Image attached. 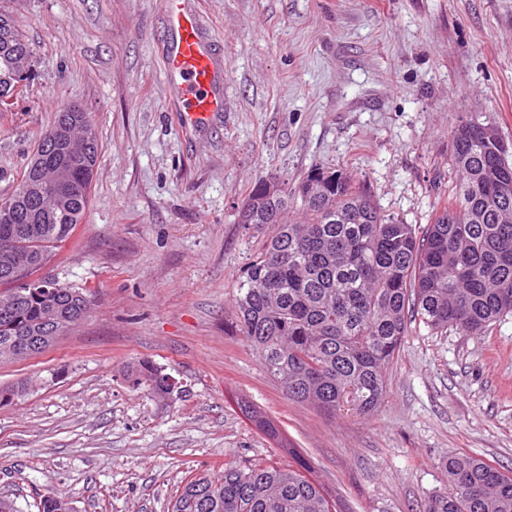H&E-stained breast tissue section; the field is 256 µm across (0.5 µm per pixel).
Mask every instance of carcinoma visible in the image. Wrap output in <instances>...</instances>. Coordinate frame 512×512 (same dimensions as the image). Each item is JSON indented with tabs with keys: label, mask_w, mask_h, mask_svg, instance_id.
I'll return each instance as SVG.
<instances>
[{
	"label": "carcinoma",
	"mask_w": 512,
	"mask_h": 512,
	"mask_svg": "<svg viewBox=\"0 0 512 512\" xmlns=\"http://www.w3.org/2000/svg\"><path fill=\"white\" fill-rule=\"evenodd\" d=\"M35 48L11 17L0 13V87H27ZM80 131L96 136L88 112L70 110ZM496 129L477 118L453 131L448 165L459 178L434 221L421 228L386 217L348 173L316 169L294 187L258 181L246 195L239 223L266 229L261 247L236 278V330L288 398L334 417L369 416L387 395L386 370L408 325L474 336L512 314V164ZM98 140L75 154L61 138L37 150L19 182L37 175L58 190L40 206L20 187L0 198V363L6 350L46 330L55 313L59 334L88 318L91 300L47 276L35 288L20 281L34 260L51 262L75 238L89 203ZM302 211L295 221L290 213ZM129 386L166 399L175 385L150 360L131 363ZM33 380L0 387V405L27 395ZM240 409L293 463L242 466L191 476L171 512H344L339 498L307 476L280 426L247 400ZM448 489L428 498L423 512H512V471L467 455L444 462Z\"/></svg>",
	"instance_id": "carcinoma-1"
}]
</instances>
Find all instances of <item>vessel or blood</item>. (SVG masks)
I'll use <instances>...</instances> for the list:
<instances>
[{
  "label": "vessel or blood",
  "mask_w": 512,
  "mask_h": 512,
  "mask_svg": "<svg viewBox=\"0 0 512 512\" xmlns=\"http://www.w3.org/2000/svg\"><path fill=\"white\" fill-rule=\"evenodd\" d=\"M170 32L165 75L183 129L208 125L224 109L219 62L196 11L185 0H161Z\"/></svg>",
  "instance_id": "1"
}]
</instances>
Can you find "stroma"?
Wrapping results in <instances>:
<instances>
[{
    "instance_id": "stroma-1",
    "label": "stroma",
    "mask_w": 512,
    "mask_h": 512,
    "mask_svg": "<svg viewBox=\"0 0 512 512\" xmlns=\"http://www.w3.org/2000/svg\"><path fill=\"white\" fill-rule=\"evenodd\" d=\"M224 66V110L182 130L164 76L160 0H0L36 77L0 114V197L57 111L82 105L99 158L89 204L48 273L91 288L93 314L43 354L0 364V496L38 512H171L186 477L226 457L287 466L237 401L281 426L348 512H422L444 460L512 470V314L482 336L411 323L371 416L288 398L232 327L234 280L262 235L239 222L258 177L344 170L380 211L431 223L453 131L470 116L512 145V0H187ZM152 360L166 400L131 388ZM126 382L132 388L146 392L148 396L165 400L172 395L175 385L169 384L168 374L150 360L131 363L126 371ZM169 381V383H168Z\"/></svg>"
}]
</instances>
